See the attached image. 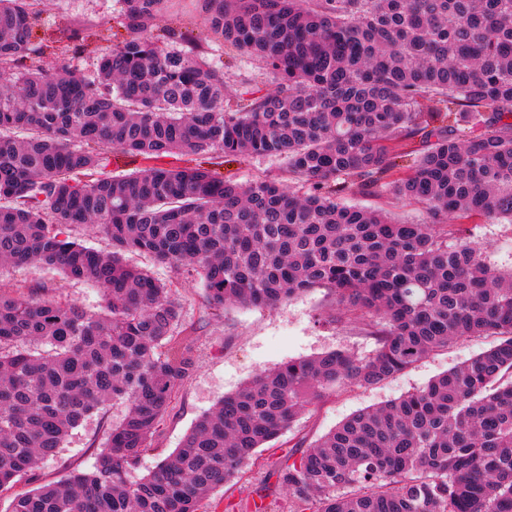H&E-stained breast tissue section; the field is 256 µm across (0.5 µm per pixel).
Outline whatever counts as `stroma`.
Here are the masks:
<instances>
[{
    "mask_svg": "<svg viewBox=\"0 0 512 512\" xmlns=\"http://www.w3.org/2000/svg\"><path fill=\"white\" fill-rule=\"evenodd\" d=\"M45 25L40 37L56 42L65 50V33L86 24L126 37L120 0H43ZM224 76L229 94H237L246 85L266 86V77L257 61L234 49L222 52ZM173 165L204 167L216 176L238 182L256 180L277 172L280 160L262 156H243L233 162L223 161L216 154H179ZM350 204L381 209L391 217L420 223L425 212L415 205L396 200L390 190L375 194L363 193L350 186L344 194ZM467 236L484 248V257L491 267L512 269V224L489 223L482 218L462 222ZM131 263L171 283L181 307V324L187 335L195 339L197 367L179 388L172 407L164 417L156 444L165 452L180 447L185 435L196 421L209 412L224 394L291 359H305L331 350H342L357 357L372 354L374 339L342 307L336 306L331 293L315 288L290 297L273 307L225 304L223 312L213 311L198 276L186 268H169L155 264L145 255H130ZM35 288L46 299L63 298L76 302L92 314L103 312L105 301L100 289L89 283L68 281L61 273L42 267L25 270H0V291ZM492 337L470 338L433 352L397 377L368 387L337 390L311 405L305 414L273 448L264 450L259 460L246 465L242 480L219 489L222 499L251 502L262 494L267 475L285 463L292 452L291 439L315 440L354 413L374 408L425 386L429 380L468 362L488 349ZM123 406L106 409L102 416L85 421L64 441L59 453L45 462L36 479L22 480L16 491L22 492L38 484L68 477L72 471L90 469L95 452L103 448L113 422L119 421Z\"/></svg>",
    "mask_w": 512,
    "mask_h": 512,
    "instance_id": "35a3bbf8",
    "label": "stroma"
}]
</instances>
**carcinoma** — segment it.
Wrapping results in <instances>:
<instances>
[{"mask_svg":"<svg viewBox=\"0 0 512 512\" xmlns=\"http://www.w3.org/2000/svg\"><path fill=\"white\" fill-rule=\"evenodd\" d=\"M175 2L122 0L129 37L87 77L69 58L42 66V0H0V266L53 269L106 301L96 315L0 292V492L126 405L90 471L3 512H200L314 402L482 336L497 341L424 388L297 440L272 476L295 512H512V271L453 224L512 223V0H196L204 45L162 24ZM94 36L66 39L76 55ZM212 46L256 57L271 88L230 104ZM113 150L154 164L108 175ZM202 152L282 166L241 183L162 163ZM350 183L389 186L427 221L348 205ZM88 224L111 251L71 237ZM130 252L194 269L215 311L326 288L377 348L259 373L133 480L196 360L172 289Z\"/></svg>","mask_w":512,"mask_h":512,"instance_id":"carcinoma-1","label":"carcinoma"}]
</instances>
